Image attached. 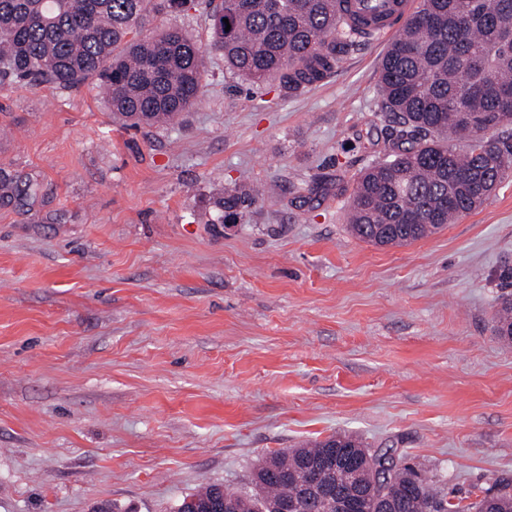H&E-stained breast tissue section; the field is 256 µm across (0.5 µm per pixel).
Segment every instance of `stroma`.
Masks as SVG:
<instances>
[{
  "label": "stroma",
  "mask_w": 512,
  "mask_h": 512,
  "mask_svg": "<svg viewBox=\"0 0 512 512\" xmlns=\"http://www.w3.org/2000/svg\"><path fill=\"white\" fill-rule=\"evenodd\" d=\"M202 45L199 0L150 20ZM387 42L283 96L210 52L170 125L113 119L93 83L0 84V512H175L204 483L333 434L393 450L457 498L512 481V175L429 238L377 247L347 214L395 129ZM260 188L236 224L213 200ZM495 335L500 339L512 341V293L501 296L494 324Z\"/></svg>",
  "instance_id": "35a3bbf8"
}]
</instances>
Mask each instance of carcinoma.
I'll return each mask as SVG.
<instances>
[{"label":"carcinoma","instance_id":"obj_1","mask_svg":"<svg viewBox=\"0 0 512 512\" xmlns=\"http://www.w3.org/2000/svg\"><path fill=\"white\" fill-rule=\"evenodd\" d=\"M210 9V48L224 67L260 85L273 76L290 95L331 72L353 49L369 19L342 25L338 0H202ZM186 0H0V82L34 81L62 88L93 80L112 115L131 127L172 121L198 100L206 48L178 27L142 35L149 19L182 11ZM228 22H223V19ZM231 28H226V25ZM380 110L399 124L392 153L362 171L348 226L375 246L426 238L489 200L512 173V0H421L379 70ZM32 184L0 179V197L23 201ZM250 189L214 202L217 221L243 217ZM495 335L512 341V293L501 296ZM329 456L359 465L358 492L378 512H456L451 495L406 465L384 467L350 435L336 434L262 458L252 489L208 483L177 512H224V497L245 512L269 504H302L301 512H337L352 488L345 468L313 476ZM472 512H512L509 484L495 481L468 505Z\"/></svg>","mask_w":512,"mask_h":512}]
</instances>
